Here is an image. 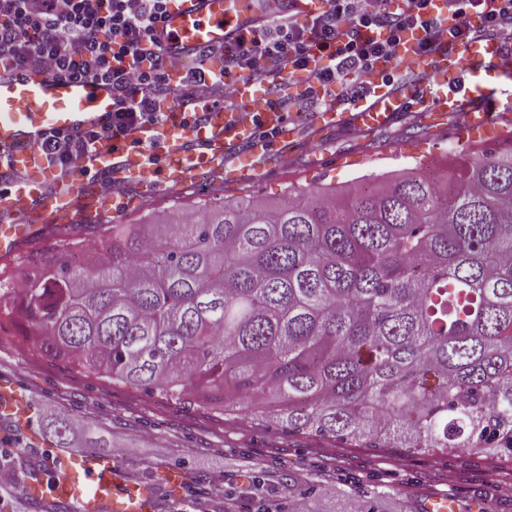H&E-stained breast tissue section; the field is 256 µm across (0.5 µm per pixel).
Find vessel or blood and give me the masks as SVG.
<instances>
[{"instance_id": "1", "label": "vessel or blood", "mask_w": 512, "mask_h": 512, "mask_svg": "<svg viewBox=\"0 0 512 512\" xmlns=\"http://www.w3.org/2000/svg\"><path fill=\"white\" fill-rule=\"evenodd\" d=\"M324 0H170L156 37L170 56L191 65L206 46L234 41L244 29L288 14L306 15L323 8ZM465 56L471 62V83L466 89L452 88L448 76L451 63H443L431 83L433 95L406 93L396 97L380 81H373L370 94L356 102L315 114L311 126L323 129L352 124L359 129L385 124L397 109L414 104L431 118L461 111L465 101L484 104L479 115L470 116L466 132L486 128L490 112L499 107L512 109V57H502L495 43L468 44ZM237 99L240 112L212 110L203 125L183 123L180 102H173L168 123L138 131L140 140L158 143L164 156L157 166L142 154L125 150L112 142H101L84 161L85 171L74 177H60L33 145L49 132H85L106 124L112 117V87L104 82L56 79L35 70H20L0 79V167L18 175L9 192L0 193V260L10 261L22 243L43 231L72 223L75 213L95 214L107 219L127 204L123 195L92 193L88 177L96 171L111 170L113 178L135 179L149 186L173 189L188 180H201L224 158L229 145L252 142L250 154L241 156L229 175L255 176L256 156L277 150L287 157L297 127L281 120L279 113H265L268 124L277 126L274 144L253 142V126L246 111L258 108L260 94L252 85L240 84ZM28 415L29 406L15 393L12 381L0 378V413ZM69 479L58 482L54 497L79 502L81 512H155L152 496L130 482L123 471L109 461L92 456L70 455Z\"/></svg>"}]
</instances>
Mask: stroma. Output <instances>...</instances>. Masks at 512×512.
Returning <instances> with one entry per match:
<instances>
[{
  "instance_id": "stroma-1",
  "label": "stroma",
  "mask_w": 512,
  "mask_h": 512,
  "mask_svg": "<svg viewBox=\"0 0 512 512\" xmlns=\"http://www.w3.org/2000/svg\"><path fill=\"white\" fill-rule=\"evenodd\" d=\"M462 113L448 117L440 135L417 109L399 113L387 126L357 132L303 131L287 166L268 155L267 176L239 184L216 167L204 180L178 191L129 186L130 208L120 224L163 223L181 203L212 204L250 195L278 201L289 186L317 191L328 186H376L382 175L413 168L441 178L449 164L471 154V140L460 136ZM14 328L0 329V377L12 378L34 409L50 407L76 419L95 421L109 440L91 456L112 460L138 483L155 491L162 512H261L288 503V478L335 489L348 476L363 484L390 481V508H420L424 497L446 496L456 512H512V464L466 450L428 457L394 448H363L315 437L288 436L252 422L248 413L233 418L197 405L177 406L141 387L109 378H89L64 362L19 344ZM121 454H114V447Z\"/></svg>"
}]
</instances>
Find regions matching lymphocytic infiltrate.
<instances>
[{
  "label": "lymphocytic infiltrate",
  "mask_w": 512,
  "mask_h": 512,
  "mask_svg": "<svg viewBox=\"0 0 512 512\" xmlns=\"http://www.w3.org/2000/svg\"><path fill=\"white\" fill-rule=\"evenodd\" d=\"M308 18L273 19L224 47L202 50L189 68L169 57L154 26L168 0H0V76L32 69L112 86V121L100 130L49 133L38 151L62 176L104 139H128L170 118L182 92L184 123L211 108L237 111V85L261 90L266 110L284 115L345 104L380 79L391 94L420 89L430 66L473 41L512 53V0H327ZM182 71L179 88L169 75Z\"/></svg>",
  "instance_id": "lymphocytic-infiltrate-1"
}]
</instances>
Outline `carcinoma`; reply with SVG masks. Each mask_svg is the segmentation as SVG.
I'll list each match as a JSON object with an SVG mask.
<instances>
[{
  "label": "carcinoma",
  "instance_id": "obj_1",
  "mask_svg": "<svg viewBox=\"0 0 512 512\" xmlns=\"http://www.w3.org/2000/svg\"><path fill=\"white\" fill-rule=\"evenodd\" d=\"M167 224H94L85 265L69 230L0 328L91 375L290 434L412 454L512 462V146L470 154L439 183L417 169L368 192L293 186L184 204ZM57 448L90 422L40 417ZM20 494L40 464L5 461ZM332 512H386L390 487L337 488ZM288 485V512H315Z\"/></svg>",
  "mask_w": 512,
  "mask_h": 512
}]
</instances>
